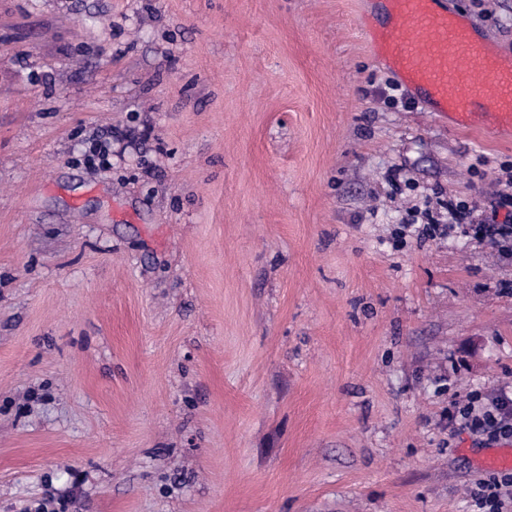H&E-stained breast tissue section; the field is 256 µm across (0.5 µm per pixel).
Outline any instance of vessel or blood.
<instances>
[{"label":"vessel or blood","instance_id":"b4317fda","mask_svg":"<svg viewBox=\"0 0 512 512\" xmlns=\"http://www.w3.org/2000/svg\"><path fill=\"white\" fill-rule=\"evenodd\" d=\"M387 21L370 49L456 127L512 131V58L436 0H376Z\"/></svg>","mask_w":512,"mask_h":512}]
</instances>
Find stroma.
<instances>
[{
  "mask_svg": "<svg viewBox=\"0 0 512 512\" xmlns=\"http://www.w3.org/2000/svg\"><path fill=\"white\" fill-rule=\"evenodd\" d=\"M361 2L0 0V512H471L512 244L448 200L512 136ZM443 2L512 56V0Z\"/></svg>",
  "mask_w": 512,
  "mask_h": 512,
  "instance_id": "stroma-1",
  "label": "stroma"
}]
</instances>
